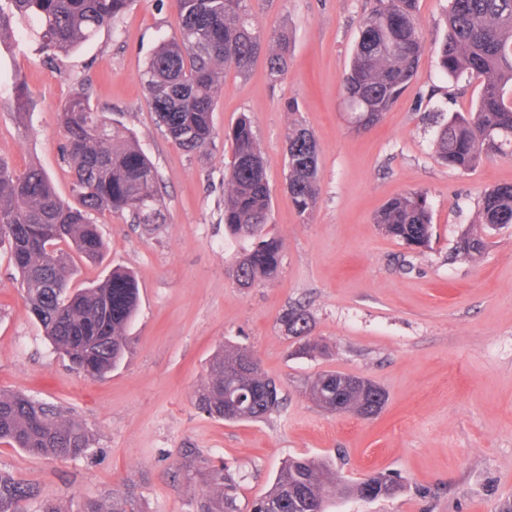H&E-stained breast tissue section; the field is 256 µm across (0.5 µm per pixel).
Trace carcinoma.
I'll return each mask as SVG.
<instances>
[{
  "label": "carcinoma",
  "instance_id": "cac0c4a2",
  "mask_svg": "<svg viewBox=\"0 0 512 512\" xmlns=\"http://www.w3.org/2000/svg\"><path fill=\"white\" fill-rule=\"evenodd\" d=\"M132 0H0V45L15 41L17 22L33 20L39 50L49 60L67 58L82 43L115 24ZM263 0H173L179 34L164 41L142 73L151 110L163 132L183 150L196 153L213 139L212 112L229 69L249 71L266 39L255 24V7ZM417 0H375L363 19L348 70L345 99L358 127L374 126L410 83L424 44L416 23ZM447 34L437 56L443 74L474 75L481 91L475 110L448 117L438 131L436 149L451 168L469 170L484 156L512 157V0H449ZM268 56L270 76L286 72L288 34L274 38ZM33 100L25 79L13 80L11 111L16 124H28ZM65 137L64 156L74 170L72 205L58 195L39 166L16 171L0 158V249L19 275L30 312L60 355L87 378H100L123 358L126 329L139 303L134 276L112 271L86 288L71 286L75 258L98 261L105 243L91 215L127 214L134 224H156L161 216L158 173L146 154L132 144L120 124H110L91 110L86 92L75 91L59 112ZM231 142L224 192V230L242 244L229 271L240 288L270 281L279 272L282 240L265 231L270 215V188L264 158L252 123L245 114L225 134ZM285 188L302 215L313 211L320 185L318 146L313 133L299 125L286 140ZM479 223L490 230L512 224V184L495 186L478 203ZM384 232L406 245L425 248L432 236L426 194L413 192L389 200L375 217ZM486 248L482 234L466 232L457 253L476 259ZM292 336L311 335L308 316L298 309L284 316ZM246 348L226 346L210 363L207 383L197 397L199 409L224 418V397L241 387L251 402L227 417L230 422L267 419L282 405L280 387L262 371L238 370ZM340 372L318 374L308 384L312 400L326 407L341 399L344 410L368 408L380 413L385 391L367 381L364 391H336ZM34 455L75 459L91 446L88 430L66 417L58 406L22 393L0 391V444ZM209 493L196 512H237L231 492L237 473L222 465L209 472ZM356 495V484L340 483L324 460L291 457L252 512H326L336 492ZM34 487L0 471V512H29ZM81 512H134L131 502L112 498L104 508L95 500Z\"/></svg>",
  "mask_w": 512,
  "mask_h": 512
}]
</instances>
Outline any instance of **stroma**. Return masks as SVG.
Here are the masks:
<instances>
[{"label":"stroma","mask_w":512,"mask_h":512,"mask_svg":"<svg viewBox=\"0 0 512 512\" xmlns=\"http://www.w3.org/2000/svg\"><path fill=\"white\" fill-rule=\"evenodd\" d=\"M372 5L263 0L258 26L267 36L287 31L288 71L272 80L261 58L247 75L227 72L202 153L166 138L140 83L155 46L178 32L170 0H133L60 64L43 61L27 29L0 48V157L18 171L38 164L72 201L58 113L82 87L93 111L123 123L151 158L163 200L154 225L95 215L105 252L73 278L83 287L122 267L138 281L128 349L103 379L80 376L54 351L0 256V391L63 407L92 436L76 459L0 445V470L38 491L30 512L45 501L79 512L87 500L115 496L137 512H195L221 463L239 473L236 505L249 512L291 456L327 460L344 482L372 471L400 485L389 498H336L328 512H500L512 501V225L490 235L477 259L455 253L484 192L512 183V158L492 155L461 171L436 152L437 111H469L480 93L478 79L439 71L448 0H418L426 48L417 73L375 126L356 129L342 78ZM17 72L34 101L24 130L9 108ZM243 114L266 163V229L283 242L277 277L251 288L229 278L239 246L224 237V132ZM296 122L319 149L320 194L308 215L284 189ZM415 191L426 193L433 224L430 246L416 250L375 222L390 198ZM291 309L309 315L324 352L300 351L282 321ZM228 344L255 351L280 384L283 405L269 419L232 423L198 409L209 363ZM326 371L379 384L381 414L318 407L306 383Z\"/></svg>","instance_id":"1"}]
</instances>
